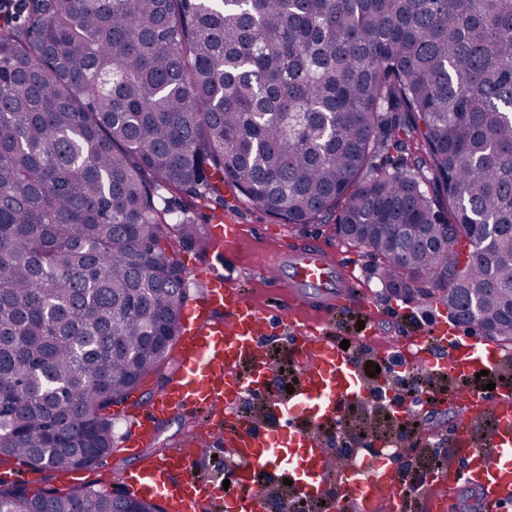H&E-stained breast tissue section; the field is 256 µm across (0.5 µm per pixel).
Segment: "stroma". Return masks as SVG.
<instances>
[{"instance_id":"35a3bbf8","label":"stroma","mask_w":512,"mask_h":512,"mask_svg":"<svg viewBox=\"0 0 512 512\" xmlns=\"http://www.w3.org/2000/svg\"><path fill=\"white\" fill-rule=\"evenodd\" d=\"M193 212L197 243L175 247L185 267L190 299L202 296L206 275L217 271L223 274L228 286L240 290L245 302L267 313L271 318L270 341L264 354L270 362L285 367V385L294 383L297 371L294 344L285 335L281 318H288L311 335L328 327L335 340L364 337L375 352L384 351L396 339L422 334L448 319V311L437 295L394 296L383 288L365 248L341 238L335 220L319 224H282L262 209L228 193L224 196V235L217 239L210 235V206L205 201H195ZM304 243L315 244L353 270L356 279L350 292L355 305L329 314L316 303L272 286L266 276L267 268L280 259L289 245ZM389 413L390 408L385 404L343 408L347 438H355L362 432L380 441L390 437L393 423L388 419ZM130 435L129 419L121 417L115 427L112 456L102 466L80 470V481L76 484L112 492L120 490L122 474L137 465L136 458L126 450ZM12 478L24 482L33 492L66 491L76 485L66 475L49 470L19 467Z\"/></svg>"}]
</instances>
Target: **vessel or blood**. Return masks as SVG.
Here are the masks:
<instances>
[{
	"mask_svg": "<svg viewBox=\"0 0 512 512\" xmlns=\"http://www.w3.org/2000/svg\"><path fill=\"white\" fill-rule=\"evenodd\" d=\"M269 279L312 295L323 308L331 309L345 297L351 275L325 252L297 247L283 253ZM219 310L224 318H216ZM193 314L165 390L152 401L148 415L136 417L131 426L139 443L154 437V418L180 412L204 416V430L190 434L181 448L160 458H144L124 473L121 482L129 495L162 498L166 512H201L205 506L210 512H265L268 489L255 484V472L277 461L276 450L283 447L289 451L292 469L307 474L297 493L325 501V512H343L348 505L355 512H376L381 502L402 503L404 462L383 454L377 471L349 467L338 476L331 450L316 433L317 426L338 421L344 404L364 400L369 393L371 384L351 350L321 336H296L298 382L292 394L277 397L270 393L275 372L262 352L267 317L242 304L240 294L218 275L208 278ZM394 354L412 355L423 363L426 374L454 383L444 399L455 413L453 437L459 463L443 470L446 492L426 493L425 512H448L449 492L462 484L482 491L485 512H500L512 504V386L482 391L470 385L480 371L495 372L512 359V348L437 324L427 335L402 338ZM241 363L251 367L247 376L236 373ZM245 394L266 396L279 427L229 425ZM487 415L493 419L490 433L473 442L472 424ZM299 416L310 420L311 429L293 427ZM217 440L230 462L222 482L197 470L205 448Z\"/></svg>",
	"mask_w": 512,
	"mask_h": 512,
	"instance_id": "b4317fda",
	"label": "vessel or blood"
}]
</instances>
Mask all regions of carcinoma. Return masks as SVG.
<instances>
[{
  "instance_id": "1",
  "label": "carcinoma",
  "mask_w": 512,
  "mask_h": 512,
  "mask_svg": "<svg viewBox=\"0 0 512 512\" xmlns=\"http://www.w3.org/2000/svg\"><path fill=\"white\" fill-rule=\"evenodd\" d=\"M336 217L387 288L512 343V0H26L0 23V456L112 454L188 288L163 193ZM91 488L0 512H115Z\"/></svg>"
}]
</instances>
